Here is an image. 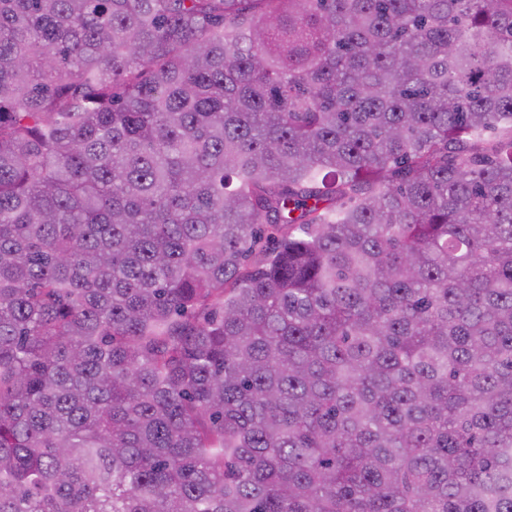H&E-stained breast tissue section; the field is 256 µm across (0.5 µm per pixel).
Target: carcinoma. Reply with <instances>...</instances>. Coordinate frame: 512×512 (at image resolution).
<instances>
[{
	"label": "carcinoma",
	"instance_id": "cac0c4a2",
	"mask_svg": "<svg viewBox=\"0 0 512 512\" xmlns=\"http://www.w3.org/2000/svg\"><path fill=\"white\" fill-rule=\"evenodd\" d=\"M0 512H512V0H0Z\"/></svg>",
	"mask_w": 512,
	"mask_h": 512
}]
</instances>
